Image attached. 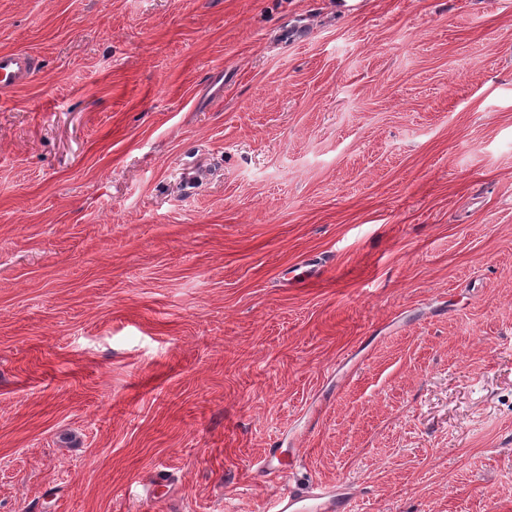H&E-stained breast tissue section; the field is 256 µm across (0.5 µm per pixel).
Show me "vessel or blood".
Returning a JSON list of instances; mask_svg holds the SVG:
<instances>
[{
    "label": "vessel or blood",
    "mask_w": 512,
    "mask_h": 512,
    "mask_svg": "<svg viewBox=\"0 0 512 512\" xmlns=\"http://www.w3.org/2000/svg\"><path fill=\"white\" fill-rule=\"evenodd\" d=\"M34 72L33 58L23 52L0 53V87L26 84ZM256 476L275 482L274 512H354V496L338 484L312 483L299 490L288 483L273 457L263 458L255 467Z\"/></svg>",
    "instance_id": "b4317fda"
}]
</instances>
